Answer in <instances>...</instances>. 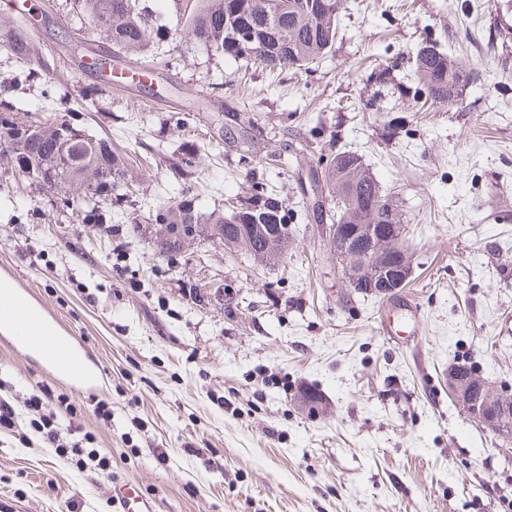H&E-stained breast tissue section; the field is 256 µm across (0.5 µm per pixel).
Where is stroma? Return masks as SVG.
<instances>
[{
    "instance_id": "1",
    "label": "stroma",
    "mask_w": 512,
    "mask_h": 512,
    "mask_svg": "<svg viewBox=\"0 0 512 512\" xmlns=\"http://www.w3.org/2000/svg\"><path fill=\"white\" fill-rule=\"evenodd\" d=\"M141 2L168 31L126 63L150 82L103 85L86 62L105 45L74 0H0V99L17 120L76 114L140 160L131 218L91 224L0 157V268L87 343L112 405L111 421L83 420L111 475L77 468L31 434L23 402L47 383L77 406L94 396L0 342V398L18 413L0 433V501L110 512L117 479L156 512H512V443L446 382L461 361L512 386V0H348L332 51L280 74L194 43L177 0ZM20 7L27 59L9 48ZM427 42L477 73L454 108L403 83ZM386 68L390 83L370 81ZM246 112L267 136L225 143ZM342 147L403 213L413 274L389 298L346 288L301 205ZM254 182L292 210L283 264L207 242L153 254L161 201L227 211Z\"/></svg>"
}]
</instances>
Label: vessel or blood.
<instances>
[{
    "label": "vessel or blood",
    "mask_w": 512,
    "mask_h": 512,
    "mask_svg": "<svg viewBox=\"0 0 512 512\" xmlns=\"http://www.w3.org/2000/svg\"><path fill=\"white\" fill-rule=\"evenodd\" d=\"M0 341L35 353L42 370L70 388H99L103 369L92 360L85 342L35 304L30 291L7 271L0 272ZM112 505L116 512H155L153 500L130 481L113 485Z\"/></svg>",
    "instance_id": "b4317fda"
}]
</instances>
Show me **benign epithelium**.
<instances>
[{
    "instance_id": "benign-epithelium-1",
    "label": "benign epithelium",
    "mask_w": 512,
    "mask_h": 512,
    "mask_svg": "<svg viewBox=\"0 0 512 512\" xmlns=\"http://www.w3.org/2000/svg\"><path fill=\"white\" fill-rule=\"evenodd\" d=\"M326 249L355 290L368 286L391 294L405 287L412 275L403 224H325ZM448 394L468 420L495 429L512 440V391L491 385L471 367L448 366Z\"/></svg>"
}]
</instances>
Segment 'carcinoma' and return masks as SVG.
<instances>
[{
	"mask_svg": "<svg viewBox=\"0 0 512 512\" xmlns=\"http://www.w3.org/2000/svg\"><path fill=\"white\" fill-rule=\"evenodd\" d=\"M93 23L94 34L125 56L133 58L148 45L166 39L161 27H152L139 0H75ZM184 29L189 39L234 59L245 58L271 70L309 69L336 42L344 0H182ZM409 76L435 104L452 106L463 89L475 79V71L452 60L434 46H421L412 56ZM34 132L16 138L11 132L16 117L10 102L0 100V155L19 166L30 165V180L49 189L83 190L87 218H105L102 205L121 206L127 195L131 165L129 156L104 137H84L71 145L77 162L60 163L56 154L59 125L30 121ZM316 189L328 206L313 209L315 223L365 224L372 216L383 223L389 204L380 182L370 173L363 156L344 149L329 157L315 178ZM286 201L267 188L253 184L250 192L229 213H199L191 201H167L152 216L156 225L149 238L151 249L169 260L181 249L168 238L172 224H190L201 241L227 245L246 224H259L255 239L258 251L243 256L265 264L281 261L288 241L277 232L288 223Z\"/></svg>",
	"mask_w": 512,
	"mask_h": 512,
	"instance_id": "carcinoma-1",
	"label": "carcinoma"
}]
</instances>
